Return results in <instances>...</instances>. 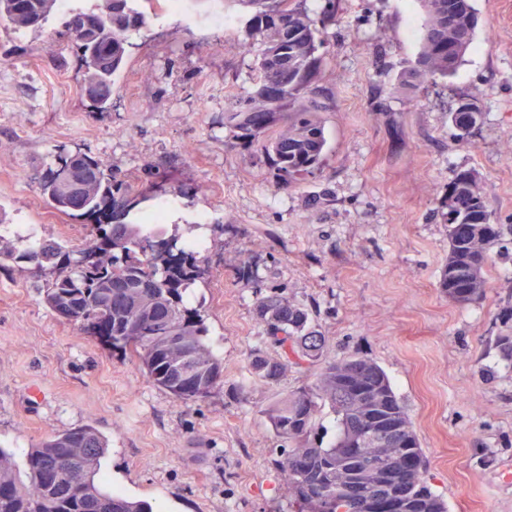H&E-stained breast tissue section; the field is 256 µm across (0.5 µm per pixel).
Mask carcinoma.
Segmentation results:
<instances>
[{"instance_id":"1","label":"carcinoma","mask_w":512,"mask_h":512,"mask_svg":"<svg viewBox=\"0 0 512 512\" xmlns=\"http://www.w3.org/2000/svg\"><path fill=\"white\" fill-rule=\"evenodd\" d=\"M238 2L250 8L244 28L258 46V81L246 99L224 113V128L244 149L260 147L287 189L315 176L328 152L319 106L307 99L324 71L325 33L339 0H325L317 21L303 0ZM418 3V51L397 83V90L409 94L454 75L479 25L473 0ZM57 13L58 0H0V19L17 31L42 28ZM148 19L139 0H102L65 16L63 27L79 52L83 83L96 91L91 98L96 107L111 105L129 34ZM271 86L282 87L279 97L267 95ZM480 114L475 102H458L449 120L459 138L470 134ZM73 162L90 170L79 205L70 201L63 183ZM42 191L55 210L92 221L90 238L76 250L54 239L22 252L0 245V269L19 259L37 264L45 279L36 288L52 313L75 309L81 330L130 351L147 378L175 399L202 401L223 385L224 359L206 342L203 307L187 302L207 260L199 243L202 225L187 223L182 239L166 236L164 226L122 221L135 200L111 168L87 153H58ZM441 215L448 224V257L440 288L453 303L469 305L485 295L491 251L505 234L512 235V225L493 223L473 169L455 172ZM254 315L265 341L278 350L275 357L253 353L249 368L256 378L273 386L292 365L323 363L312 384L279 395L264 410L275 436L290 444L279 450L274 465L293 512H367L370 498L390 504L388 512H448L425 478L426 456L384 370L364 356L322 362L325 336L307 309L280 294L258 298ZM326 407L336 416V436L323 446L311 435ZM407 441L413 448H404ZM373 448L392 460L409 451L416 470L398 483L380 485L366 467ZM106 451L107 440L89 424L42 441L27 453L23 470L0 448V512H153L150 502L104 486L100 469ZM351 484L359 486V497L348 496Z\"/></svg>"}]
</instances>
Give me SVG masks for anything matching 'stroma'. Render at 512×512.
<instances>
[{"label": "stroma", "instance_id": "stroma-1", "mask_svg": "<svg viewBox=\"0 0 512 512\" xmlns=\"http://www.w3.org/2000/svg\"><path fill=\"white\" fill-rule=\"evenodd\" d=\"M479 27L455 75L393 93L417 50L414 0H342L316 84L329 142L315 178L283 189L261 151L227 136L224 114L257 81L241 24L217 27L224 0H183L129 36L112 106L84 96L60 17L14 32L0 21V209L47 238L83 247V218L50 207L42 178L59 151L100 159L128 181L136 221L172 202L167 224L206 218L208 263L195 286L224 384L177 401L136 363L60 320L20 262L0 270V448L24 463L51 434L83 424L107 436L109 489L155 512H289L281 446L265 408L311 384L288 368L268 386L248 358L269 351L253 315L277 292L305 306L324 358L368 357L388 375L448 512H512V236L487 288L460 306L442 292L448 227L439 212L458 169L476 170L495 223L512 224V0H473ZM482 119L459 140V98ZM249 264L253 280L238 269Z\"/></svg>", "mask_w": 512, "mask_h": 512}]
</instances>
